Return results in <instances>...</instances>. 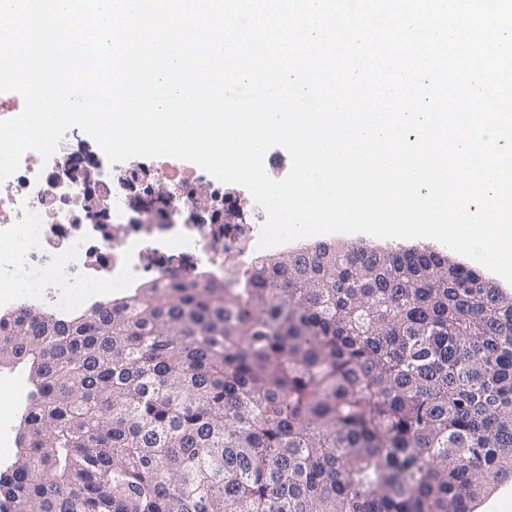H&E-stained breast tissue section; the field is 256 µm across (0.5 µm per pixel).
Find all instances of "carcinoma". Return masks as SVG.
Here are the masks:
<instances>
[{"mask_svg": "<svg viewBox=\"0 0 512 512\" xmlns=\"http://www.w3.org/2000/svg\"><path fill=\"white\" fill-rule=\"evenodd\" d=\"M440 250L320 242L242 288L172 274L66 322L0 313L29 368L3 512H472L512 477V298Z\"/></svg>", "mask_w": 512, "mask_h": 512, "instance_id": "obj_1", "label": "carcinoma"}]
</instances>
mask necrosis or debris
<instances>
[{"label":"necrosis or debris","mask_w":512,"mask_h":512,"mask_svg":"<svg viewBox=\"0 0 512 512\" xmlns=\"http://www.w3.org/2000/svg\"><path fill=\"white\" fill-rule=\"evenodd\" d=\"M199 183L188 171L155 164L96 165L82 140L42 161L25 152L0 182V267L30 280L0 287V311L53 309L61 318L96 301L95 285L134 290L171 271L243 280L258 255L266 213L253 206L248 225L216 223L198 205ZM113 235H106L104 225ZM26 404L22 378L0 370V456L14 444L13 423Z\"/></svg>","instance_id":"obj_1"}]
</instances>
